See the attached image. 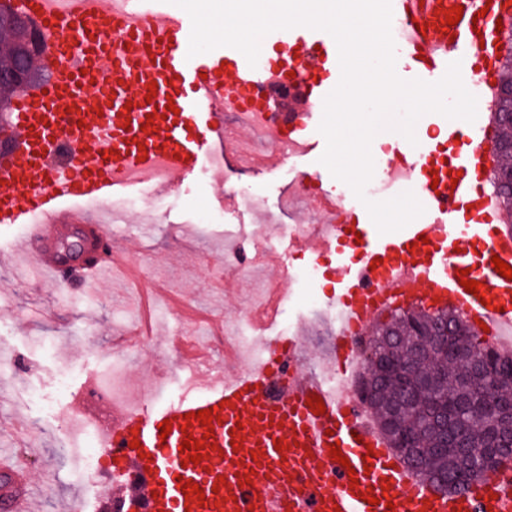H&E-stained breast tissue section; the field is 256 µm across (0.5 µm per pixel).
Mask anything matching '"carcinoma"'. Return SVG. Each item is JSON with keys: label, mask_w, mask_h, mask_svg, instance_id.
<instances>
[{"label": "carcinoma", "mask_w": 512, "mask_h": 512, "mask_svg": "<svg viewBox=\"0 0 512 512\" xmlns=\"http://www.w3.org/2000/svg\"><path fill=\"white\" fill-rule=\"evenodd\" d=\"M33 26L18 12L0 5V69L18 68L29 73L28 82L41 79L42 71L34 66L38 47L34 41ZM492 127L498 136L494 141L500 163L491 171V180L500 198L504 211L512 216V99H498L496 112L492 113ZM446 328L451 343L459 351L451 356L425 344L417 370L426 374L448 377V386L438 391L424 390L410 396L411 407L402 413L400 431L415 438L416 447L406 450L400 447V440L387 436L394 448L407 462L409 468L421 480L437 485L443 477H448V490H460L470 482L485 476V460L480 449L490 445L486 433L484 415L472 410L466 417L464 437L468 453L464 454L455 467L448 465V458L433 451L439 435L425 429V413L437 400H442L457 391V384L471 376L473 361L487 352L473 338V331L465 318L458 312L448 309L429 311L420 306L414 309H400L391 314L390 320L376 326L371 332L367 350L382 360L403 361L413 350L416 340H428L435 332ZM367 369L363 385L376 390L377 398L373 413L380 419L388 414L392 402L400 395L398 378L387 376L378 381L372 359L366 358ZM503 441L496 445L494 462L512 461V424L504 422L501 428Z\"/></svg>", "instance_id": "cac0c4a2"}]
</instances>
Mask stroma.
Here are the masks:
<instances>
[{
    "label": "stroma",
    "instance_id": "obj_1",
    "mask_svg": "<svg viewBox=\"0 0 512 512\" xmlns=\"http://www.w3.org/2000/svg\"><path fill=\"white\" fill-rule=\"evenodd\" d=\"M324 145L294 156L289 162L263 172L225 155L222 177H215L209 162H202L176 192L163 198L150 194L146 184L116 200L123 221L107 231L118 251L138 265L142 285H162L167 290L166 315L152 313L154 334L149 346L128 350L127 379L139 394H147L156 374L168 372L170 381L160 393L165 403L175 402L184 391L189 372L172 350L175 337L192 336L212 354L213 366L224 359L225 336L245 333L256 339L252 325L237 327L234 317L242 308L265 304L271 271L264 264L245 266L243 274L225 282L211 268L225 243L241 241L246 254L274 252L284 255L282 286L291 302L285 320L272 324L271 336H289L306 326L303 355L324 363L330 355L332 334L327 321L311 313L309 299L323 308L334 306V260L324 253L309 258L294 243L289 225L308 220L305 202L290 197L289 184L315 177L320 191L336 194L340 186L321 164ZM252 186L257 205L233 204L230 186ZM30 225L0 228V428L20 421L26 428L60 430L63 408L49 411L21 401L22 388L54 393L60 374H67L71 389L98 377L111 363L115 336L140 326L142 304L120 284L85 286L79 278L55 288L25 277L26 258L14 251ZM316 265L319 276L308 282L294 273ZM35 458L29 461L32 491L38 512H59L63 501L77 499L78 512H93L97 495L92 473L75 476L69 456L55 442L34 438Z\"/></svg>",
    "mask_w": 512,
    "mask_h": 512
}]
</instances>
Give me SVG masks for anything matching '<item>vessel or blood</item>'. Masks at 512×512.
Returning <instances> with one entry per match:
<instances>
[{
  "mask_svg": "<svg viewBox=\"0 0 512 512\" xmlns=\"http://www.w3.org/2000/svg\"><path fill=\"white\" fill-rule=\"evenodd\" d=\"M147 16L115 0H66L54 10L47 0H15L45 37L40 60L43 84L17 89L0 128V227L42 224L22 246L33 271L54 282L70 274L95 280L107 266L130 268L111 238L84 211L85 203L111 204L143 177L163 173L180 184L201 159L224 153V103L247 89H267L280 70L294 72L301 94L296 107L265 110L292 147L314 145L312 120L340 80L338 49L326 32L298 26L270 34L274 66L250 67L225 47L188 57L191 20L168 0H152ZM405 25V46L396 62L406 81L434 82L449 63L470 80L480 61L489 103L498 100L502 36L497 21L512 20V0H391ZM462 7L457 25L445 13ZM175 111H168V104ZM443 150L399 140L385 161L387 173L404 172L425 212L404 229L379 234L354 199L322 197L333 225L309 236V251L336 255L334 298L345 322L333 338L335 360L320 376L304 369L300 336L263 341L257 365L220 378L191 377L177 402L146 399L112 423L101 445L119 477L97 474L98 500L120 512H512V462L471 483L442 493L418 481L402 457L368 419L356 397L332 387L350 370L358 342L386 309L430 306L462 312L483 346L512 334V279L491 262L512 266V225L497 196L481 185L498 157L484 117L474 122L438 117ZM83 228L89 253L72 266L62 241L68 227ZM468 270L481 296L457 277ZM322 399L315 414L307 401ZM211 410L210 426L195 412ZM170 422L168 437L158 426ZM209 437L199 464H185L186 436ZM139 448H132V441ZM339 445L347 465L332 460ZM17 454L0 455V475L13 490L6 512H29L31 493ZM112 473V474H113ZM201 495H185V482ZM377 497L365 502L364 493Z\"/></svg>",
  "mask_w": 512,
  "mask_h": 512,
  "instance_id": "obj_1",
  "label": "vessel or blood"
}]
</instances>
